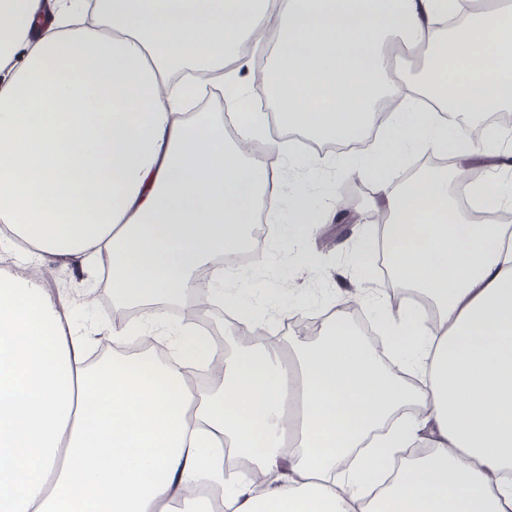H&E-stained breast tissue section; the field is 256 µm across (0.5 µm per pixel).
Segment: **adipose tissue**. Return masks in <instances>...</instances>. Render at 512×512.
<instances>
[{"instance_id": "adipose-tissue-1", "label": "adipose tissue", "mask_w": 512, "mask_h": 512, "mask_svg": "<svg viewBox=\"0 0 512 512\" xmlns=\"http://www.w3.org/2000/svg\"><path fill=\"white\" fill-rule=\"evenodd\" d=\"M104 0L105 31L69 0H0V227L28 246L112 276V302L163 355L88 363L86 331L36 275L0 270V512H197L208 482L223 512H512V228L474 223L512 195L471 183L457 206L444 170L395 182L411 152L474 146L458 132L512 107V0ZM273 31L264 85L277 119L325 142L357 138L377 103L400 102L368 157L340 172L372 185L389 216L395 284L421 296L382 327L390 369L344 314L293 356L278 344L219 349L167 307L204 291L253 328L240 280L195 269L239 249L257 209L277 219L275 176L245 141L264 131L237 73ZM425 50L394 72L389 47ZM228 85L223 119L187 108ZM302 240L341 219L307 191L288 204ZM211 372L206 388L187 374ZM260 482L224 472V446Z\"/></svg>"}]
</instances>
